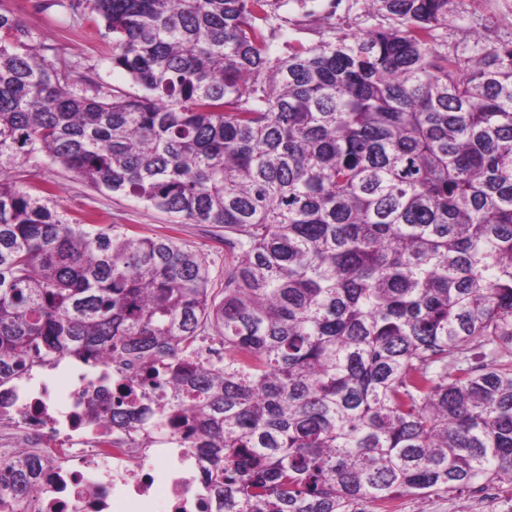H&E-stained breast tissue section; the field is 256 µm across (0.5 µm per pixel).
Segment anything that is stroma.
<instances>
[{"mask_svg":"<svg viewBox=\"0 0 512 512\" xmlns=\"http://www.w3.org/2000/svg\"><path fill=\"white\" fill-rule=\"evenodd\" d=\"M45 0H0V8L11 11L33 33L43 35L56 45L59 53L81 61L83 74L117 90H130L131 83L122 71L112 69L95 50L99 22L95 14L85 13L70 19L56 9H45ZM329 0H312L313 17L302 11H288L289 22L276 34L273 48L287 55L291 45L316 44L320 35L318 11ZM336 35H362L377 26L378 18L368 16L365 0H340L332 19ZM437 38L449 52H470L476 37L487 44L512 41V0H450L445 25L436 31ZM52 183L58 211L69 220L83 221L93 216L97 223L119 224L130 234L154 236L175 234L180 242L205 256L210 264L214 287L224 285V230L209 224H174L172 218L133 199L101 193L92 189L72 172L57 165L40 168L25 177L30 193H39L44 183ZM471 492L438 493L428 497L409 494L399 496V512H472Z\"/></svg>","mask_w":512,"mask_h":512,"instance_id":"obj_1","label":"stroma"}]
</instances>
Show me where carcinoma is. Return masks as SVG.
<instances>
[{
	"mask_svg": "<svg viewBox=\"0 0 512 512\" xmlns=\"http://www.w3.org/2000/svg\"><path fill=\"white\" fill-rule=\"evenodd\" d=\"M309 0H49L96 13L97 84L0 8V386L110 356L191 417L224 512H376L403 494L512 501V42L437 47L450 0H367L387 24L274 55ZM59 164L176 224L224 226V287L172 235L73 224ZM210 341L224 362L203 364ZM56 457L0 462L23 495Z\"/></svg>",
	"mask_w": 512,
	"mask_h": 512,
	"instance_id": "cac0c4a2",
	"label": "carcinoma"
}]
</instances>
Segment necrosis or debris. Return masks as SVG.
Listing matches in <instances>:
<instances>
[{
  "label": "necrosis or debris",
  "instance_id": "1",
  "mask_svg": "<svg viewBox=\"0 0 512 512\" xmlns=\"http://www.w3.org/2000/svg\"><path fill=\"white\" fill-rule=\"evenodd\" d=\"M61 372L63 390L59 377L31 373L0 387V462L59 458L29 492L26 512H218L202 449L182 447L177 435L148 447L140 425L113 423L117 382L128 375L122 362L65 361Z\"/></svg>",
  "mask_w": 512,
  "mask_h": 512
}]
</instances>
